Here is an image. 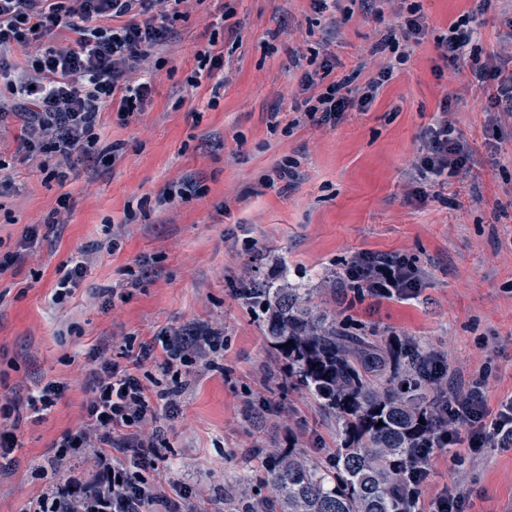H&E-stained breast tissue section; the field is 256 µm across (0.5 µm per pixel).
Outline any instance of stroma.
Segmentation results:
<instances>
[{
	"mask_svg": "<svg viewBox=\"0 0 512 512\" xmlns=\"http://www.w3.org/2000/svg\"><path fill=\"white\" fill-rule=\"evenodd\" d=\"M414 3L428 21L424 42L372 108L333 128L291 127L302 73L328 59L365 83L382 62L371 53L378 34ZM504 8L503 0H389L368 19L355 0L324 12L311 0H212L205 13L184 0L139 120L103 114L102 144L122 146L115 162L76 163L58 183L42 171V154L19 151L20 119L1 121L11 184L0 189V259L16 262L0 278V400L42 380L66 389L51 412L22 422L13 465L0 475V512H26L47 491L36 471L80 422L95 347L124 367L135 358L127 337L150 342L186 325L218 330L224 350L185 378L177 412L160 414V475L190 483L204 512H232L225 488L255 482L263 453L295 447L322 459L341 447L342 427L289 378L265 315L240 297L251 278L307 285L318 309L421 341L449 372L486 375L490 407L512 397V140L486 130V101L472 87L473 71L500 48ZM477 9L482 40L449 64L438 40ZM213 38L224 67L200 70L196 53ZM449 92L460 95L450 119L475 166L454 178L451 194L410 200L421 138ZM291 160L294 181L274 179ZM188 176L196 192L157 205ZM115 233L119 249H100ZM81 250L83 279L51 309L59 269ZM364 252L414 264L417 297L352 303L321 291L324 277ZM456 484L471 512H512V451L473 455L463 443L437 451L415 512H429Z\"/></svg>",
	"mask_w": 512,
	"mask_h": 512,
	"instance_id": "stroma-1",
	"label": "stroma"
}]
</instances>
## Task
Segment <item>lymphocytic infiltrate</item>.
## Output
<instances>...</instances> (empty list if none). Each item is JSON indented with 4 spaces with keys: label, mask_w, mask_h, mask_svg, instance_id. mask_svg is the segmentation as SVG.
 Wrapping results in <instances>:
<instances>
[{
    "label": "lymphocytic infiltrate",
    "mask_w": 512,
    "mask_h": 512,
    "mask_svg": "<svg viewBox=\"0 0 512 512\" xmlns=\"http://www.w3.org/2000/svg\"><path fill=\"white\" fill-rule=\"evenodd\" d=\"M182 0H0V119L14 114L23 122L20 149L70 159L76 155L113 159L117 145L101 146L98 128L104 111L118 112L121 124L140 115L151 98L152 84L143 63L171 33V21L182 18ZM161 14H154L156 5ZM477 14L462 16L437 44L441 56L455 64L482 35ZM427 19L419 6L391 27L372 47L387 56L386 66L362 85L335 77L336 66L304 73V118L316 125L336 126L347 113L371 109L381 90L422 44ZM475 81L488 101L489 121L496 136L512 129V57L488 56ZM456 97L445 94L439 114L422 137L416 170L426 188L447 190L451 176L468 171L472 152L448 120ZM417 268L387 253H362L347 265L343 285L363 288L380 297H407L419 290ZM218 337L195 329L168 335L160 342L167 383L147 386L129 368L103 361L95 371L92 396L80 423L55 443L53 458L91 453L90 466L77 464L49 490L30 502L26 512H199L184 489L187 504L176 503L163 485L149 481L158 468L155 437L143 434L156 421L157 405L173 408L183 372L205 350H217ZM451 430L438 446L455 447L468 438L474 454L486 448L512 447V397L496 413L487 410L486 380L462 384L448 402ZM435 446V447H438ZM434 446L416 453L422 461L415 476L428 477Z\"/></svg>",
    "instance_id": "f902f5d3"
}]
</instances>
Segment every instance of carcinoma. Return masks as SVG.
Here are the masks:
<instances>
[{
  "mask_svg": "<svg viewBox=\"0 0 512 512\" xmlns=\"http://www.w3.org/2000/svg\"><path fill=\"white\" fill-rule=\"evenodd\" d=\"M313 292L256 280L240 289L246 304L266 314L269 338L297 384L342 425L345 444L324 461L293 449L272 454L267 494L255 499L240 482L233 498L248 512H411L413 448L448 426L447 383L428 377L437 355L374 329L352 330L315 309Z\"/></svg>",
  "mask_w": 512,
  "mask_h": 512,
  "instance_id": "cac0c4a2",
  "label": "carcinoma"
}]
</instances>
